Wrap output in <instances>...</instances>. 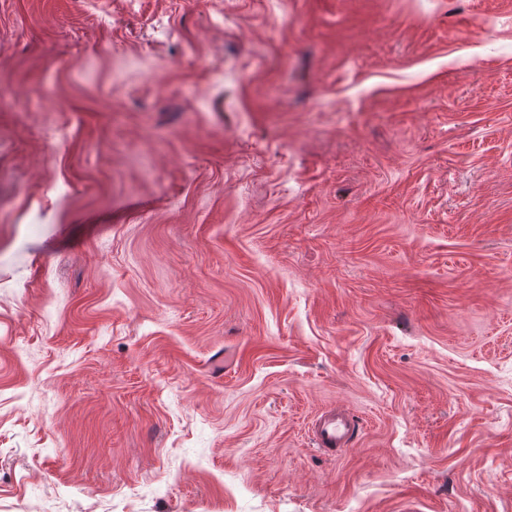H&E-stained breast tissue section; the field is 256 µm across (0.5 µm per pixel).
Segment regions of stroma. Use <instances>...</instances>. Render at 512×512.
Wrapping results in <instances>:
<instances>
[{
    "label": "stroma",
    "mask_w": 512,
    "mask_h": 512,
    "mask_svg": "<svg viewBox=\"0 0 512 512\" xmlns=\"http://www.w3.org/2000/svg\"><path fill=\"white\" fill-rule=\"evenodd\" d=\"M0 512H512V0H0ZM314 446L333 451L348 445L353 435L350 418L341 411L331 409L317 416L311 425Z\"/></svg>",
    "instance_id": "35a3bbf8"
}]
</instances>
